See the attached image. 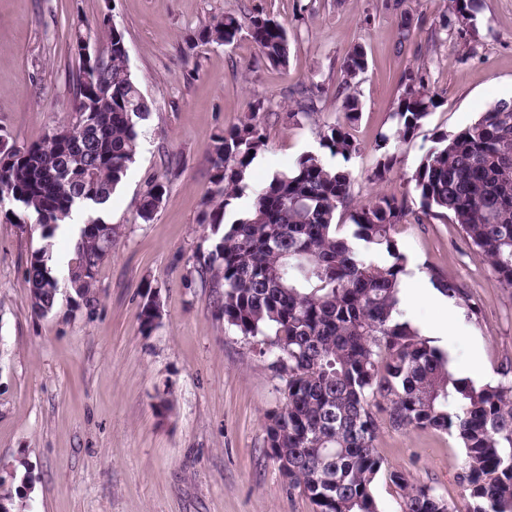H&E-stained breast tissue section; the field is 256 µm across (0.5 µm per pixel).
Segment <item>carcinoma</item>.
<instances>
[{
    "instance_id": "cac0c4a2",
    "label": "carcinoma",
    "mask_w": 512,
    "mask_h": 512,
    "mask_svg": "<svg viewBox=\"0 0 512 512\" xmlns=\"http://www.w3.org/2000/svg\"><path fill=\"white\" fill-rule=\"evenodd\" d=\"M478 8L479 0H455L458 22L470 25ZM88 27L82 18L71 23V52ZM95 28L110 59L91 72L79 63L69 120L17 148L9 163L0 159V190L12 194L20 214L35 216L34 227L48 241L31 253L26 267L37 316L57 306L49 240L75 212L86 219L74 265L91 272L76 274L69 285L83 300L96 287L118 233L99 205L127 177L152 112L132 76L124 32L105 18ZM244 33L264 62L288 67V31L263 13L215 17L198 39L231 46ZM366 65L362 46H353L344 61V89ZM433 107L424 75L410 76L392 113L391 132L381 135L378 147L411 138ZM268 110L266 101L254 100L207 148L212 187L203 194L201 223L209 225L211 244L200 272L221 289L218 316L271 359L283 382V402L267 413L265 428L280 473L315 512H380L373 483L383 460L374 442L384 420L396 429L455 436L464 448L457 480L469 497L467 512H512V364L493 385L458 378L445 354L403 318L398 293L407 258L392 231L412 212L408 196L359 204L351 170L310 152L256 191L243 216L226 221L248 169L267 148ZM342 111V118L320 130L319 145L330 157L348 161L358 153L349 131L361 112L357 97L345 94ZM88 118L95 136L85 142L78 129ZM410 183L419 199L417 221L442 216L459 225L512 288V101L499 100L468 127L439 134ZM166 191V184L156 183L142 196V221L152 219ZM374 254L385 259L376 261ZM431 280L469 315H478L455 280L438 272ZM387 478L402 491L401 512H455L433 487L413 484L398 470ZM0 499L5 512L26 510V496L14 486L3 488Z\"/></svg>"
}]
</instances>
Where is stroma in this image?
I'll list each match as a JSON object with an SVG mask.
<instances>
[{
  "instance_id": "1",
  "label": "stroma",
  "mask_w": 512,
  "mask_h": 512,
  "mask_svg": "<svg viewBox=\"0 0 512 512\" xmlns=\"http://www.w3.org/2000/svg\"><path fill=\"white\" fill-rule=\"evenodd\" d=\"M452 0H0V140L27 145L65 116L78 68L69 48L73 18H108L126 38L133 77L152 105L141 151L110 201L118 234L101 265L95 299L61 294L34 315L27 260L39 234L21 232L14 206L0 203V475L33 476L29 512H313L290 489L265 442L268 411L282 383L248 340L214 311L198 260L209 233L200 222L209 185L205 152L218 129L254 99L270 101L267 148L254 160L239 207L297 157L319 149L318 133L341 118L343 61L361 44L368 66L350 91L361 105L349 128L359 151L348 166L354 195L402 196L421 158L443 132L472 124L493 102L512 100V0H481L473 28L460 30ZM263 12L282 22L292 46L287 70L258 59L254 43L196 42L213 18ZM413 33L403 38L402 19ZM422 73L436 106L413 138L391 146L386 178L373 174L380 136L393 125L409 75ZM298 122L286 115L306 102ZM167 192L150 222L138 207L154 181ZM394 238L421 283L441 272L466 288L479 320L426 300L405 319L448 356L456 377L496 383L512 363V288L504 287L445 218L397 225ZM155 296L161 319L142 334L139 313ZM169 409L159 412V399ZM375 446L384 472L373 484L380 512H400L387 479L403 471L434 487L455 512L467 497L457 481L460 444L445 433L381 424Z\"/></svg>"
}]
</instances>
